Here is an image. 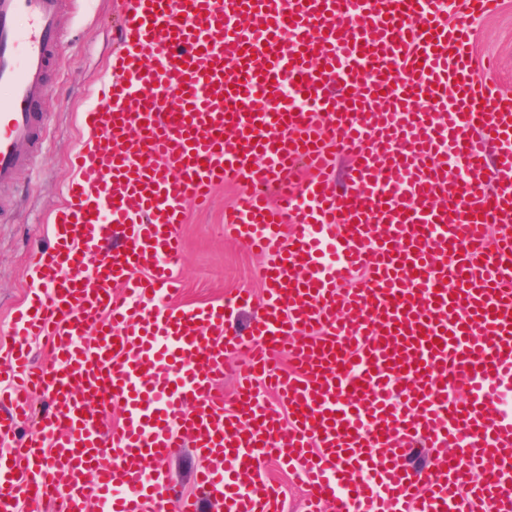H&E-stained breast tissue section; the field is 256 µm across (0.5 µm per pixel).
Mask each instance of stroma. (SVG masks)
Returning <instances> with one entry per match:
<instances>
[{
  "mask_svg": "<svg viewBox=\"0 0 512 512\" xmlns=\"http://www.w3.org/2000/svg\"><path fill=\"white\" fill-rule=\"evenodd\" d=\"M120 13L121 0H71L59 21V49L48 74L44 148L33 163L18 169L11 186L0 188V358L10 348L16 308L37 285L32 257L49 243L52 212L73 175L70 158L92 139L80 114L93 104L107 73V56L118 46ZM473 28L476 62L493 58L490 79L512 96V0H503L496 16L475 21ZM238 193V187L223 186L207 208L188 207L179 228L184 250L175 266L179 287L172 304L220 303L240 289L261 297L260 258L224 229V212ZM262 477L282 490L284 512H304V487L296 473L270 461Z\"/></svg>",
  "mask_w": 512,
  "mask_h": 512,
  "instance_id": "35a3bbf8",
  "label": "stroma"
}]
</instances>
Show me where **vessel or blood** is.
<instances>
[{"label":"vessel or blood","instance_id":"vessel-or-blood-1","mask_svg":"<svg viewBox=\"0 0 512 512\" xmlns=\"http://www.w3.org/2000/svg\"><path fill=\"white\" fill-rule=\"evenodd\" d=\"M64 3L0 0V185L42 137ZM500 5L123 0L82 114L98 139L75 157L0 361V439L31 391L51 401L0 454V512H254L276 493L269 461L300 475L308 512H512V234L489 233L512 224V97L472 46ZM225 184L244 188L224 223L261 257L263 299L174 306L185 206ZM251 305L239 333L230 315ZM33 336L48 365L32 364ZM282 350L293 368L276 374ZM241 354L229 409L216 382ZM115 405L122 421L103 426ZM187 446L202 462L190 496L163 468ZM418 446L455 453L418 467Z\"/></svg>","mask_w":512,"mask_h":512}]
</instances>
